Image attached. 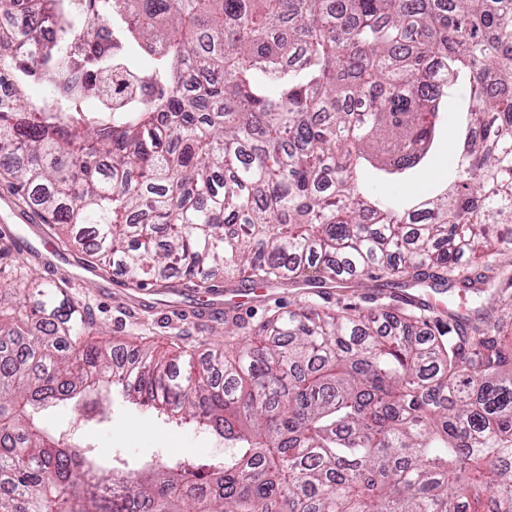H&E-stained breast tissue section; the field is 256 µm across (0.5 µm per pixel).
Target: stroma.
<instances>
[{
  "label": "stroma",
  "mask_w": 512,
  "mask_h": 512,
  "mask_svg": "<svg viewBox=\"0 0 512 512\" xmlns=\"http://www.w3.org/2000/svg\"><path fill=\"white\" fill-rule=\"evenodd\" d=\"M456 127L457 115L449 113L429 164L407 182L372 184V192L399 201L429 195L434 186L448 177L449 147ZM0 218L13 227L39 225L51 244L59 242L52 224L23 203L7 179L1 177ZM110 281V276L100 275L92 282L71 283L69 288L74 301L88 310L99 341L116 345L144 340L157 357L169 359L177 347L216 340L224 329V317L220 314L188 318V311L203 299L202 294L192 289L181 287L164 293L160 305L149 295L144 304L138 305L127 298L125 289L111 286ZM43 416L57 432L74 434L100 459H113L132 468L150 459L210 460L224 456L223 440L211 432L166 424L154 409L128 404L117 396L113 397L106 416L92 422L85 421L81 407L72 403L49 405Z\"/></svg>",
  "instance_id": "stroma-1"
}]
</instances>
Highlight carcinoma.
<instances>
[{
    "label": "carcinoma",
    "mask_w": 512,
    "mask_h": 512,
    "mask_svg": "<svg viewBox=\"0 0 512 512\" xmlns=\"http://www.w3.org/2000/svg\"><path fill=\"white\" fill-rule=\"evenodd\" d=\"M51 22L54 41L43 40ZM0 173L120 288H512V0H0ZM123 75L140 93L88 112ZM35 82L46 91L33 103ZM455 175L407 208L360 172ZM0 307V512H512L501 321L314 299L183 361L91 342L65 286ZM224 439L105 467L39 409L102 388ZM457 127V114L448 110L442 127L441 139L437 144L435 154L429 164L418 170L407 182L404 183H374L370 184L371 191L380 197L392 200L414 201L430 194V190L441 184L448 178L449 146L454 141Z\"/></svg>",
    "instance_id": "1"
}]
</instances>
